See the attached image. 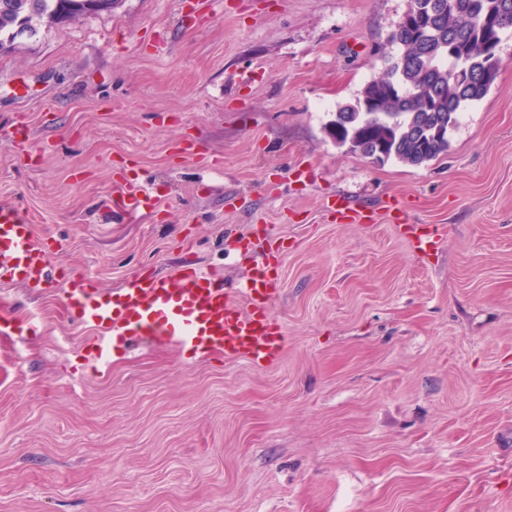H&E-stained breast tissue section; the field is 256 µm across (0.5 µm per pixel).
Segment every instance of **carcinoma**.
<instances>
[{
    "instance_id": "carcinoma-1",
    "label": "carcinoma",
    "mask_w": 512,
    "mask_h": 512,
    "mask_svg": "<svg viewBox=\"0 0 512 512\" xmlns=\"http://www.w3.org/2000/svg\"><path fill=\"white\" fill-rule=\"evenodd\" d=\"M114 0H0V46L4 38L37 34L43 23L64 24L112 10ZM424 19L388 39L395 52H381L382 69L356 100L339 107L328 134L365 158L380 155L419 166L449 148L462 105L483 99L496 78L499 58L489 46L512 29V0H409Z\"/></svg>"
}]
</instances>
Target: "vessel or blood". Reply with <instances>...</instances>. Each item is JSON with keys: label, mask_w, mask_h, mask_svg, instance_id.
Segmentation results:
<instances>
[{"label": "vessel or blood", "mask_w": 512, "mask_h": 512, "mask_svg": "<svg viewBox=\"0 0 512 512\" xmlns=\"http://www.w3.org/2000/svg\"><path fill=\"white\" fill-rule=\"evenodd\" d=\"M152 202L150 188L133 181L120 205L137 210ZM328 207L342 224L374 221L373 211L353 208L341 196L333 197ZM399 230L414 251L427 254L438 247V237L423 233L418 225L403 224ZM53 252L50 239L35 236L24 210L0 203L1 283L41 287L49 279ZM278 282L274 253L255 264L239 288L227 287L223 278L187 263L167 278L133 274L112 292L73 280L63 290L62 308L69 321L94 330L90 345L98 357L113 340L147 337L205 357L243 359L263 367L277 360L287 343L271 309Z\"/></svg>", "instance_id": "1"}]
</instances>
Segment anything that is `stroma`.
<instances>
[{
	"label": "stroma",
	"mask_w": 512,
	"mask_h": 512,
	"mask_svg": "<svg viewBox=\"0 0 512 512\" xmlns=\"http://www.w3.org/2000/svg\"><path fill=\"white\" fill-rule=\"evenodd\" d=\"M408 5L115 0L0 45V202L54 243L45 287L0 285L36 321L0 338V512H512V32L447 155L375 164L325 131ZM134 177L154 203L120 210ZM273 243L270 366L146 339L100 361L60 314L66 281L190 261L235 285ZM328 208L336 215L340 224H371L374 222V212L369 209L351 207L343 196H333L328 202ZM398 225L401 235L414 251L427 254L437 249L440 240L438 235L435 234L434 237H431L427 233H422V227H419L417 224Z\"/></svg>",
	"instance_id": "35a3bbf8"
}]
</instances>
